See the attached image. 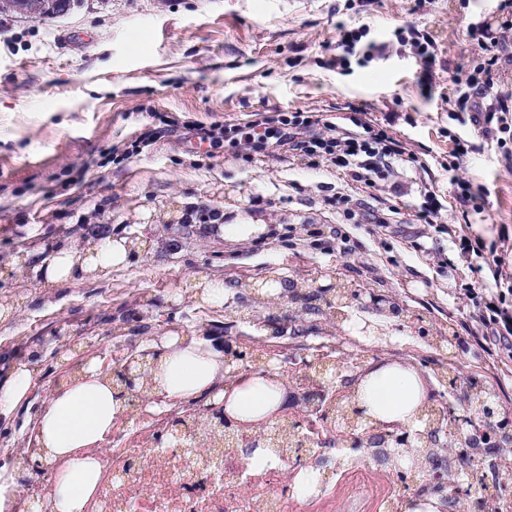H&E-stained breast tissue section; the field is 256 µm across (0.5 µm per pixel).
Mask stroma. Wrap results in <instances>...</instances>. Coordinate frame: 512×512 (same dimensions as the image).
<instances>
[{
  "mask_svg": "<svg viewBox=\"0 0 512 512\" xmlns=\"http://www.w3.org/2000/svg\"><path fill=\"white\" fill-rule=\"evenodd\" d=\"M474 27L495 39L491 50ZM67 29L94 40L62 50ZM493 54V87L460 110L459 90ZM489 106L512 111L502 0H80L55 19L0 13V305L12 310L0 318V381L20 365L34 371L26 397L0 413V476L16 475L38 412L87 351L97 361L173 332L232 346L248 335L254 359L240 372L266 365L293 379L298 365L280 360L287 338L254 333L236 303L201 302L202 279L340 278L381 291L405 314L368 337L365 366L429 377L437 334L454 329L448 359L461 377L491 382L512 422V349L480 327L465 295L479 280L494 296L495 282L437 230L482 238L512 279V130L484 133L474 116ZM291 112L338 123L369 113L414 160L364 185L327 159L288 153L280 119ZM219 125L228 135L210 138ZM459 179L473 197L464 207ZM427 189L443 204L434 225L416 217ZM205 212L214 220L183 232V215ZM242 223L265 230H217ZM101 224L147 245L110 273L54 284L14 263L85 251Z\"/></svg>",
  "mask_w": 512,
  "mask_h": 512,
  "instance_id": "obj_1",
  "label": "stroma"
}]
</instances>
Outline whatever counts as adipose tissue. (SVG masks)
<instances>
[{
	"instance_id": "adipose-tissue-1",
	"label": "adipose tissue",
	"mask_w": 512,
	"mask_h": 512,
	"mask_svg": "<svg viewBox=\"0 0 512 512\" xmlns=\"http://www.w3.org/2000/svg\"><path fill=\"white\" fill-rule=\"evenodd\" d=\"M132 249L131 240L109 237L81 254L58 251L42 272L49 283L73 279L79 271L103 274L125 265ZM224 359L223 350L211 342L193 336L168 337L158 356L147 360L151 391L171 400L210 392L224 378ZM421 392L414 371L385 366L363 380L361 400L378 418L407 420ZM286 395L284 380L258 378L236 390L230 408L258 419L284 403ZM121 407L117 389L92 361L71 384L60 387L38 415L33 428L37 443L49 458L64 461L49 491L53 512H83L99 481V461L91 450L111 433Z\"/></svg>"
}]
</instances>
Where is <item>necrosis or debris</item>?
I'll list each match as a JSON object with an SVG mask.
<instances>
[{
	"label": "necrosis or debris",
	"instance_id": "necrosis-or-debris-1",
	"mask_svg": "<svg viewBox=\"0 0 512 512\" xmlns=\"http://www.w3.org/2000/svg\"><path fill=\"white\" fill-rule=\"evenodd\" d=\"M140 426L130 417L100 454L99 485L85 512H334L341 485L348 512H401L399 492L372 489L376 460L370 451L333 471L307 498H296L299 474L343 454L317 409L306 416L298 448L266 451L251 432L240 431L203 460L196 454L204 441L196 413H188L179 439L147 452L139 446Z\"/></svg>",
	"mask_w": 512,
	"mask_h": 512
}]
</instances>
